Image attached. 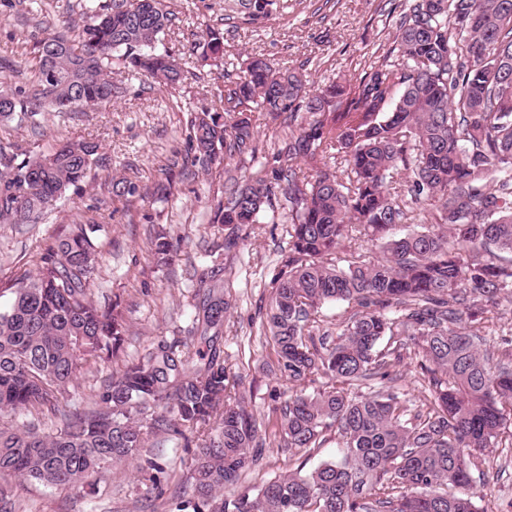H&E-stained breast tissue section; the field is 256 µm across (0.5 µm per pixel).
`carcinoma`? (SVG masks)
<instances>
[{
  "label": "carcinoma",
  "mask_w": 512,
  "mask_h": 512,
  "mask_svg": "<svg viewBox=\"0 0 512 512\" xmlns=\"http://www.w3.org/2000/svg\"><path fill=\"white\" fill-rule=\"evenodd\" d=\"M271 0H248L249 17H268ZM89 18L76 37L48 33L34 50L35 78L0 90V118L35 123L45 111L75 112L112 102L107 65L161 86L182 80L176 58L157 43L172 26L166 0H83ZM396 54L373 64L352 88L307 90L299 73L262 56L243 76L212 91L214 104L191 119L189 152L171 159L170 178L188 164L207 169L255 153L251 114L299 120L279 153L289 164L257 176L218 202L214 222L251 226L288 209L282 255L265 325L277 346V371L294 383L322 375L332 386L292 394L280 408L284 448H317L336 434L339 454L226 497L263 456L261 424L232 396L224 356V314L232 308L214 281L194 307L188 344H160L128 363L98 400L60 408L90 361H109L126 326L89 297L98 228L78 225L48 247L35 272L0 279L12 295L0 310V412L47 409L62 422L53 436L0 428V477L45 486L83 485L101 469L141 460L150 438L168 434L195 445L187 491L175 512H480L470 457L499 447L512 421V368L496 360L464 322L512 303V0H415L399 22ZM206 61L224 56V32L209 28L194 45ZM54 70L57 78L46 77ZM99 145L68 141L39 154L0 142V224H36L87 178ZM128 201L137 184L112 181ZM424 223L400 237L395 226ZM383 241L375 260L345 243ZM151 253L173 260L163 229ZM329 302L355 311L336 342L314 340L309 324ZM398 337L382 352L380 341ZM414 341L428 371L430 398L419 405L388 386L350 396L348 387L390 375Z\"/></svg>",
  "instance_id": "obj_1"
}]
</instances>
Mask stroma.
<instances>
[{"mask_svg": "<svg viewBox=\"0 0 512 512\" xmlns=\"http://www.w3.org/2000/svg\"><path fill=\"white\" fill-rule=\"evenodd\" d=\"M412 0H273L269 18L251 22L241 0H168L178 36L164 40L183 70L179 84L161 87L146 76H128L120 57L110 65L120 92L112 102L75 112H45L38 128L15 119L0 120V141L29 153L54 144L91 139L99 159L87 179L38 224H0V278L35 269L53 238L76 224L99 225L100 258L90 290L101 308L118 307L127 334L117 358L88 367L69 386L70 408L97 399L104 384L125 363L147 356L159 342L187 341L198 279L204 269L223 266L224 287L236 300L224 322V358L235 393L263 420L264 459L245 484L256 487L295 469L315 467L336 455L334 433L317 448L281 453L277 408L295 384L270 372L276 348L262 326L274 277L288 249V213L280 209L259 226L232 230L214 221V208L235 185L253 176L272 177L281 164L277 152L290 130L286 118L253 115L256 152L224 165L190 168L166 200L152 196L174 155L185 154L192 108L206 104V92L236 80L243 62L261 55L300 72L309 89L331 81L356 84L367 66L391 56L394 36ZM81 0H0V83L15 87L33 75L32 48L46 33L82 27ZM224 34V58L215 66L191 50L208 28ZM138 184L139 197L114 200L113 179ZM164 228L179 242L173 264L157 263L148 251L150 235ZM239 236L229 254L212 252L214 242ZM149 446L168 472L164 492L186 478L193 453L183 440L160 435ZM472 490L483 512H512V447L490 448L470 464ZM147 473L136 467H107L91 486L47 488L14 478L0 490L15 512H165L162 500L147 496Z\"/></svg>", "mask_w": 512, "mask_h": 512, "instance_id": "1", "label": "stroma"}]
</instances>
